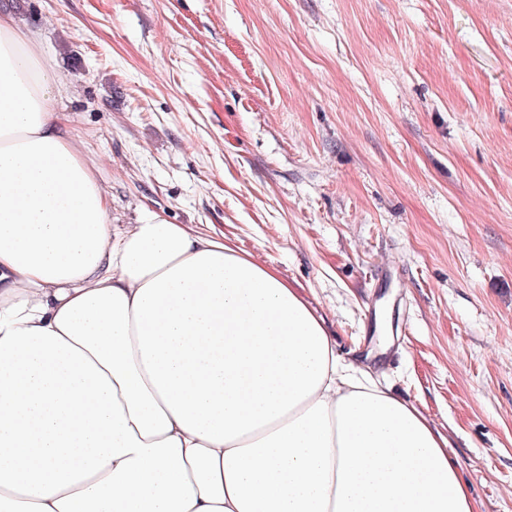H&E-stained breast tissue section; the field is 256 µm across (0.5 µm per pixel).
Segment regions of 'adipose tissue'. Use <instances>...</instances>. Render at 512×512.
<instances>
[{"mask_svg": "<svg viewBox=\"0 0 512 512\" xmlns=\"http://www.w3.org/2000/svg\"><path fill=\"white\" fill-rule=\"evenodd\" d=\"M0 12V512H477L278 270L112 199Z\"/></svg>", "mask_w": 512, "mask_h": 512, "instance_id": "ef3b65f1", "label": "adipose tissue"}]
</instances>
